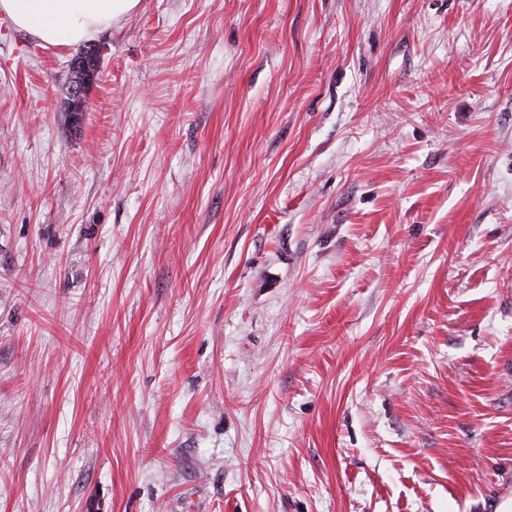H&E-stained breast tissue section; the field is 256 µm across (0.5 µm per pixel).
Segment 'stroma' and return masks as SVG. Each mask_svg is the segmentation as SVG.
<instances>
[{
	"instance_id": "obj_1",
	"label": "stroma",
	"mask_w": 512,
	"mask_h": 512,
	"mask_svg": "<svg viewBox=\"0 0 512 512\" xmlns=\"http://www.w3.org/2000/svg\"><path fill=\"white\" fill-rule=\"evenodd\" d=\"M0 15V512L512 502V0ZM139 0H0V14L42 42L59 47L88 43ZM85 53L84 57L71 63L67 90L69 112H82L87 89L97 72V66H94V59L98 57L97 47L93 45ZM90 60L93 61L92 64L89 63Z\"/></svg>"
}]
</instances>
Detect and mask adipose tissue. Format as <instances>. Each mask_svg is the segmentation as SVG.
I'll return each mask as SVG.
<instances>
[{"instance_id":"adipose-tissue-1","label":"adipose tissue","mask_w":512,"mask_h":512,"mask_svg":"<svg viewBox=\"0 0 512 512\" xmlns=\"http://www.w3.org/2000/svg\"><path fill=\"white\" fill-rule=\"evenodd\" d=\"M139 0H0V14L42 42L59 47L88 43L133 11Z\"/></svg>"}]
</instances>
